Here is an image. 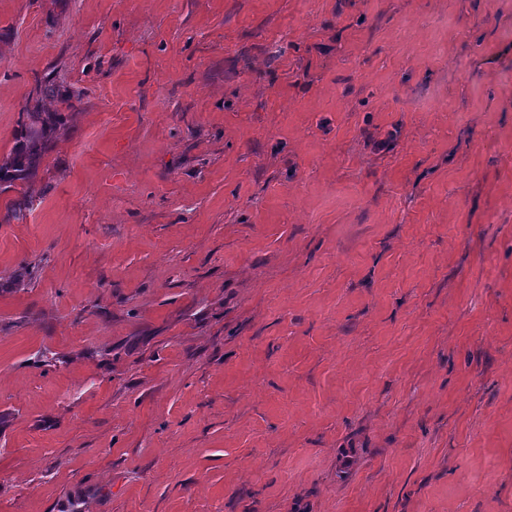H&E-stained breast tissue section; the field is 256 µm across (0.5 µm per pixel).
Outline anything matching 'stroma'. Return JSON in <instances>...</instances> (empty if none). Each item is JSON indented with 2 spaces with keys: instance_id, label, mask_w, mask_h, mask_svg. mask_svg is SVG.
<instances>
[{
  "instance_id": "obj_1",
  "label": "stroma",
  "mask_w": 512,
  "mask_h": 512,
  "mask_svg": "<svg viewBox=\"0 0 512 512\" xmlns=\"http://www.w3.org/2000/svg\"><path fill=\"white\" fill-rule=\"evenodd\" d=\"M0 512H512V0H0Z\"/></svg>"
}]
</instances>
